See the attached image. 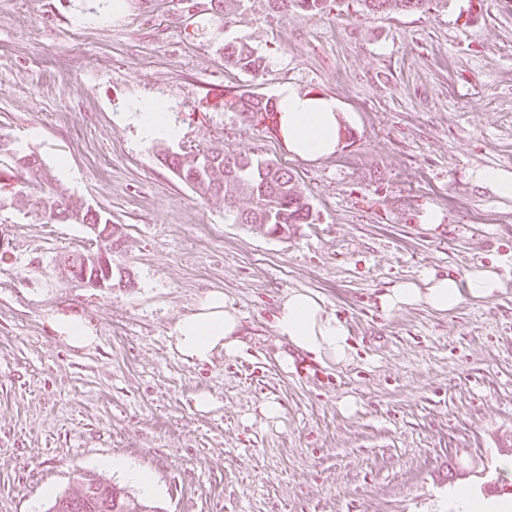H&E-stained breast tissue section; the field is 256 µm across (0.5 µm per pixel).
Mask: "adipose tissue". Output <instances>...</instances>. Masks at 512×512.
Instances as JSON below:
<instances>
[{"instance_id": "obj_1", "label": "adipose tissue", "mask_w": 512, "mask_h": 512, "mask_svg": "<svg viewBox=\"0 0 512 512\" xmlns=\"http://www.w3.org/2000/svg\"><path fill=\"white\" fill-rule=\"evenodd\" d=\"M278 127L289 152L304 160L332 155L340 145L344 113L336 98L308 95L292 85L277 91ZM128 114L145 139L179 140L182 129L171 118L164 99L133 101ZM502 288L496 270L478 268L463 277L422 271L419 278L387 289L379 296L380 308L391 314L410 307H422L445 314L468 299L487 300ZM278 336L321 363L346 366L354 355L353 342L345 321L330 313L325 301L308 289H293L280 301L273 315ZM241 320L228 307L219 291L208 292L192 313L175 323L173 343L183 361L210 362L215 351L233 356L240 353Z\"/></svg>"}]
</instances>
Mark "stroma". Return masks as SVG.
<instances>
[{
    "instance_id": "1",
    "label": "stroma",
    "mask_w": 512,
    "mask_h": 512,
    "mask_svg": "<svg viewBox=\"0 0 512 512\" xmlns=\"http://www.w3.org/2000/svg\"><path fill=\"white\" fill-rule=\"evenodd\" d=\"M230 42L264 70L226 64ZM284 84L342 103L335 155L295 158L277 123L224 106ZM142 97L169 102L183 130L170 151L272 160L316 223L285 239L233 223L141 138L126 109ZM0 131L122 225L112 267L132 280L63 278L61 255L95 246L87 228L20 202L0 212V512H46L83 472L135 491L107 457L153 474L159 512H448L456 486L498 496L496 463L512 456V201L469 172L512 171V0L388 14L246 0L229 22L215 0H125L118 16L112 0H0ZM429 206L444 214L430 229ZM479 266L502 277L492 299L380 309L379 294L423 270ZM302 288L346 321L350 365L277 335L279 301ZM212 290L239 313L245 348L185 363L174 325ZM58 318L96 343L71 347ZM202 393L211 410L197 409ZM270 399L280 421L260 411ZM271 11L284 13L288 10H301L306 12H323L330 0H266ZM54 329L62 339L75 348L88 347L97 339L89 327L75 319L57 320Z\"/></svg>"
}]
</instances>
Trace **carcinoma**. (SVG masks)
Wrapping results in <instances>:
<instances>
[{"mask_svg": "<svg viewBox=\"0 0 512 512\" xmlns=\"http://www.w3.org/2000/svg\"><path fill=\"white\" fill-rule=\"evenodd\" d=\"M329 0H267L268 8L284 13L288 10L322 12ZM362 11L397 12L418 10L428 0H355ZM224 61L251 74L264 69V58L247 44L224 45ZM230 108L247 118L264 116L275 118L277 107L268 98L243 91L227 101ZM11 159V168L23 176L16 195L27 199L28 213L48 223L82 224L94 236L98 248L63 256L60 263L65 277L80 283L104 281L115 286L113 268L91 256L112 255L121 250L125 242L122 225L112 223L109 214L96 210L81 198L62 192L53 194L41 187L53 183L54 175L35 155L21 153L11 141L0 135V156ZM161 163L168 166L184 183L211 201L221 202L226 208L241 197L251 206L236 211L239 224H249L254 230L267 235L288 238L290 228L296 224H313L315 214L303 198L293 176L275 163L247 152L226 153L222 150L171 153L159 150ZM47 512H157L108 479L95 474L78 475L71 488L55 498Z\"/></svg>", "mask_w": 512, "mask_h": 512, "instance_id": "carcinoma-1", "label": "carcinoma"}]
</instances>
